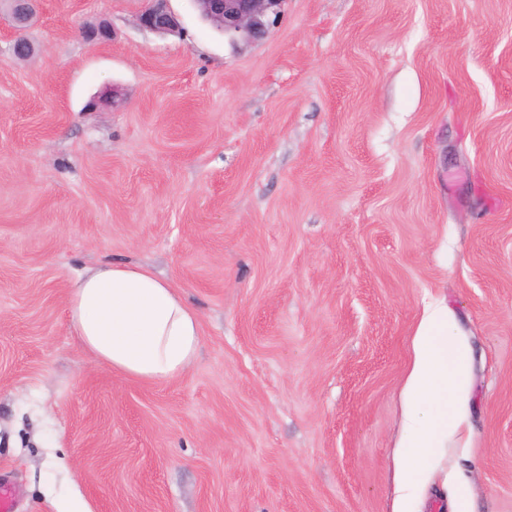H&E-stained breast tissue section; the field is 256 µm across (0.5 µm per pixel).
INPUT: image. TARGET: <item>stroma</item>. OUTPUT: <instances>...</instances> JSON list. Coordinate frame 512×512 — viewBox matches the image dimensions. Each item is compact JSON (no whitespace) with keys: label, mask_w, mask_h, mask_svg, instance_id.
I'll return each instance as SVG.
<instances>
[{"label":"stroma","mask_w":512,"mask_h":512,"mask_svg":"<svg viewBox=\"0 0 512 512\" xmlns=\"http://www.w3.org/2000/svg\"><path fill=\"white\" fill-rule=\"evenodd\" d=\"M42 0L0 39V486L13 512H393L412 338L448 304L468 433L414 512H512V0H288L231 45L191 0ZM105 21L111 40L82 32ZM197 310L166 384L97 364L67 281ZM170 0H148L139 22L147 30L169 34L176 32L178 23L170 9Z\"/></svg>","instance_id":"1"}]
</instances>
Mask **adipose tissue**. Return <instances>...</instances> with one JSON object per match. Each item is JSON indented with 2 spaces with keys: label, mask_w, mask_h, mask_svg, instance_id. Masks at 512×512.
I'll return each mask as SVG.
<instances>
[{
  "label": "adipose tissue",
  "mask_w": 512,
  "mask_h": 512,
  "mask_svg": "<svg viewBox=\"0 0 512 512\" xmlns=\"http://www.w3.org/2000/svg\"><path fill=\"white\" fill-rule=\"evenodd\" d=\"M67 304L85 352L123 376L163 384L183 376L198 355L197 312L170 281L147 267L100 262L69 280ZM469 359L454 313L447 305L427 304L413 337L406 380L400 512H409L429 458L446 447L462 424Z\"/></svg>",
  "instance_id": "adipose-tissue-1"
}]
</instances>
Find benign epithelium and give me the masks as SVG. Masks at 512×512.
<instances>
[{
  "instance_id": "1",
  "label": "benign epithelium",
  "mask_w": 512,
  "mask_h": 512,
  "mask_svg": "<svg viewBox=\"0 0 512 512\" xmlns=\"http://www.w3.org/2000/svg\"><path fill=\"white\" fill-rule=\"evenodd\" d=\"M14 29L23 30L36 15L38 0H8ZM202 18L222 31L231 43H255L263 40L278 21L286 0H193ZM140 25L150 31L176 32L178 23L170 9V0H148L139 18ZM111 29L105 23L85 31L89 42L110 40Z\"/></svg>"
}]
</instances>
